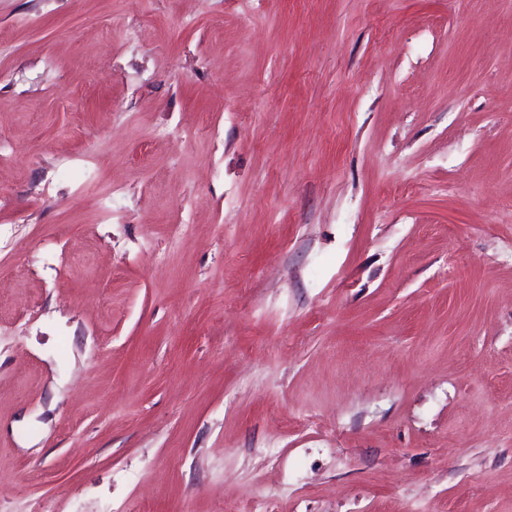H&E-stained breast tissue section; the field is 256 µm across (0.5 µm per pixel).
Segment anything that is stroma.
<instances>
[{"instance_id":"1","label":"stroma","mask_w":512,"mask_h":512,"mask_svg":"<svg viewBox=\"0 0 512 512\" xmlns=\"http://www.w3.org/2000/svg\"><path fill=\"white\" fill-rule=\"evenodd\" d=\"M0 512H512V0H0Z\"/></svg>"}]
</instances>
